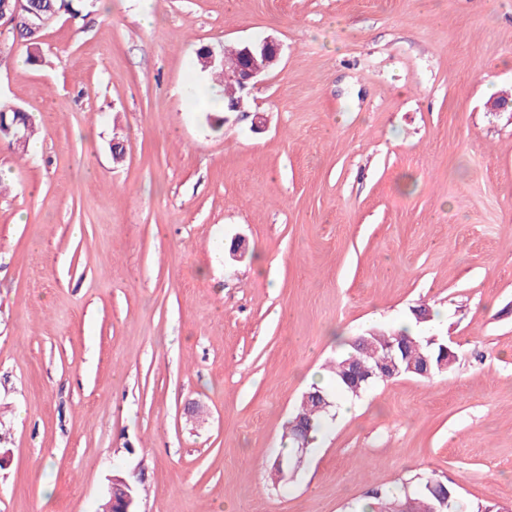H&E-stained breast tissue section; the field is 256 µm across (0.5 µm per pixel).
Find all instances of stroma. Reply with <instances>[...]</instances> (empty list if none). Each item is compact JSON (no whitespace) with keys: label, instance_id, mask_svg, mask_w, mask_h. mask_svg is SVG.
I'll return each instance as SVG.
<instances>
[{"label":"stroma","instance_id":"stroma-1","mask_svg":"<svg viewBox=\"0 0 512 512\" xmlns=\"http://www.w3.org/2000/svg\"><path fill=\"white\" fill-rule=\"evenodd\" d=\"M266 37L244 111L188 103L199 48ZM40 47L0 42L36 119L0 144V512H96L116 471L139 512H358L431 473L512 506V0H96ZM403 322L452 368L272 482L337 334Z\"/></svg>","mask_w":512,"mask_h":512}]
</instances>
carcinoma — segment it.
I'll return each mask as SVG.
<instances>
[{
  "instance_id": "carcinoma-1",
  "label": "carcinoma",
  "mask_w": 512,
  "mask_h": 512,
  "mask_svg": "<svg viewBox=\"0 0 512 512\" xmlns=\"http://www.w3.org/2000/svg\"><path fill=\"white\" fill-rule=\"evenodd\" d=\"M89 7V0H0V9L10 14L16 12L27 17L38 29H45L56 21L60 15L77 14L79 10ZM30 136L33 120L30 114L19 107L7 103L0 104V140L11 145L20 146L15 132ZM366 341H352L347 351L336 359L331 368V377L335 390L311 386L310 394L323 396L329 405L322 406L310 398H302L300 407L291 421V437L298 436L299 426H304L307 434L317 431L324 423L325 417L334 407L333 395L352 396L354 388L364 390L371 383L379 380L375 375L377 368L387 358V347L395 346L400 359L406 365L419 366L424 356L431 355V370L426 378L442 373L440 366L448 365L447 343L441 342L426 349V337L412 336L407 331H389L371 329L365 334ZM370 512H398L400 506L407 504L412 512H433V507L441 502L451 504L449 512H495L491 506L465 507L457 490L440 480L428 483L419 478L412 492L397 497L390 490H373Z\"/></svg>"
}]
</instances>
